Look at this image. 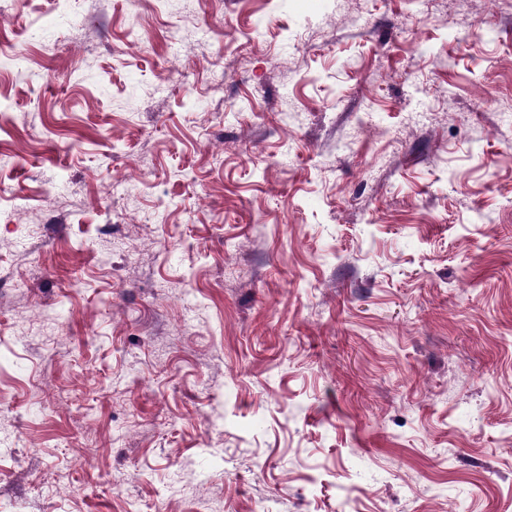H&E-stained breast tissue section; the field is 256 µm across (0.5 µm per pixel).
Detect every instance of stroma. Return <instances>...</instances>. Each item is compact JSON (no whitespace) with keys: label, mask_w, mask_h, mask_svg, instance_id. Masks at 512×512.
I'll list each match as a JSON object with an SVG mask.
<instances>
[{"label":"stroma","mask_w":512,"mask_h":512,"mask_svg":"<svg viewBox=\"0 0 512 512\" xmlns=\"http://www.w3.org/2000/svg\"><path fill=\"white\" fill-rule=\"evenodd\" d=\"M82 9L0 0V512H512V0Z\"/></svg>","instance_id":"1"}]
</instances>
